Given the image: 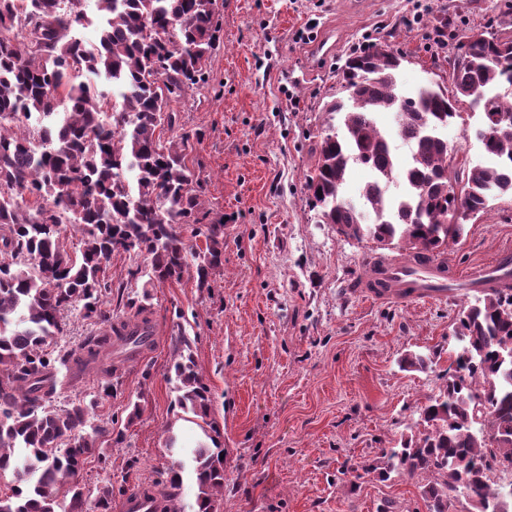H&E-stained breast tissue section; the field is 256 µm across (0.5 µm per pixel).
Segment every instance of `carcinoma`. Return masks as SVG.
<instances>
[{
    "instance_id": "cac0c4a2",
    "label": "carcinoma",
    "mask_w": 512,
    "mask_h": 512,
    "mask_svg": "<svg viewBox=\"0 0 512 512\" xmlns=\"http://www.w3.org/2000/svg\"><path fill=\"white\" fill-rule=\"evenodd\" d=\"M0 0V475H13L0 512H86L77 476L100 453L103 429L90 422L103 400L120 393L124 365L154 346L150 289L179 281L195 267L199 288L224 252V220L198 227L203 214L190 136L167 140L176 125L172 103L208 85L207 59L219 31L217 0H97L101 15L92 48L78 40L91 24L83 0ZM406 56L375 43L341 70L344 97L326 111L344 115L324 130L306 178L323 223L339 235L367 239L405 257L438 253L459 239L453 213L486 212L512 195V132L491 138L486 163L462 158L448 176L451 149L442 134L459 105L479 88L495 94L489 111L512 118V34L490 32L467 46L437 83L405 93L398 73ZM81 79L73 78V70ZM112 109V124L99 119ZM397 116L396 137L412 145L400 162L379 115ZM44 148L38 150L34 144ZM369 170L362 208L343 197L356 167ZM79 233L73 250L60 242L63 225ZM204 246L191 251L181 228ZM146 257L142 292L127 294L126 316L78 345L50 349L64 318L100 314L112 293L105 269L112 255ZM169 367L177 406L208 416L211 395L196 371L190 345L175 344ZM437 353H409L404 369L426 372ZM448 379L418 410V432L382 452L383 469L415 480L427 512H512L495 490L496 461L512 463V288H490L463 306L448 337ZM87 370L100 389L66 409L52 402ZM74 446L61 450L66 438ZM201 443L193 451L197 512H217L224 460ZM178 460L158 483L183 512ZM112 484L103 485L96 512H111Z\"/></svg>"
}]
</instances>
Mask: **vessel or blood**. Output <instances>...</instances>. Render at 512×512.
<instances>
[{
	"mask_svg": "<svg viewBox=\"0 0 512 512\" xmlns=\"http://www.w3.org/2000/svg\"><path fill=\"white\" fill-rule=\"evenodd\" d=\"M367 266L358 288L378 303L444 298L448 295L449 282L456 279L454 269L436 256L405 261L378 255L370 257ZM122 509L123 512H161L162 503L152 494H131L124 499Z\"/></svg>",
	"mask_w": 512,
	"mask_h": 512,
	"instance_id": "b4317fda",
	"label": "vessel or blood"
}]
</instances>
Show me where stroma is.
<instances>
[{"mask_svg":"<svg viewBox=\"0 0 512 512\" xmlns=\"http://www.w3.org/2000/svg\"><path fill=\"white\" fill-rule=\"evenodd\" d=\"M221 27L209 83L175 102V134L194 135L191 157L204 210L224 220V259L208 288L193 273L152 290L155 345L128 363L121 394L96 424L110 429L104 458L78 476L87 500L104 481L150 486L171 463L170 432L185 446L202 434L174 404L168 372L177 338L191 344L209 386V419L224 448L219 512H426L415 481L365 472L397 446L448 376V336L473 290L447 300L374 303L355 294L373 247L341 237L313 209L305 178L337 74L353 50L376 42L407 53L400 82L416 89L477 31L512 32V0H220ZM512 247V197L471 219L443 255L459 271L489 266ZM101 316H70L55 342L66 348L122 316L104 297ZM441 351L432 371L402 369L409 352ZM141 415L128 420L129 400ZM122 433L115 442L114 433Z\"/></svg>","mask_w":512,"mask_h":512,"instance_id":"1","label":"stroma"}]
</instances>
